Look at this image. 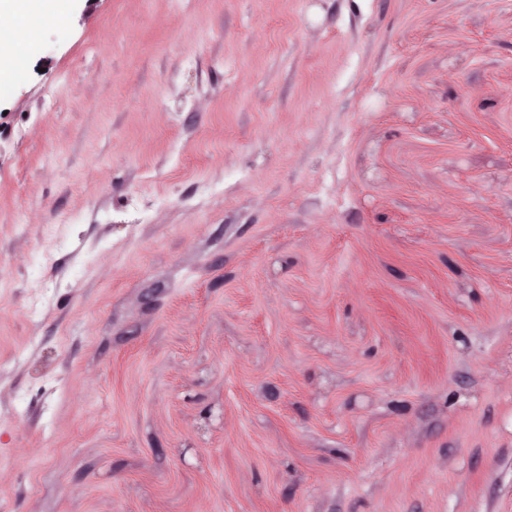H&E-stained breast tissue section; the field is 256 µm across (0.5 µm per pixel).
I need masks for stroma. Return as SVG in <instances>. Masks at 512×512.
Wrapping results in <instances>:
<instances>
[{"label": "stroma", "mask_w": 512, "mask_h": 512, "mask_svg": "<svg viewBox=\"0 0 512 512\" xmlns=\"http://www.w3.org/2000/svg\"><path fill=\"white\" fill-rule=\"evenodd\" d=\"M0 512H512V0H73L0 76Z\"/></svg>", "instance_id": "35a3bbf8"}]
</instances>
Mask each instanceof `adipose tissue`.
Segmentation results:
<instances>
[{
  "instance_id": "adipose-tissue-1",
  "label": "adipose tissue",
  "mask_w": 512,
  "mask_h": 512,
  "mask_svg": "<svg viewBox=\"0 0 512 512\" xmlns=\"http://www.w3.org/2000/svg\"><path fill=\"white\" fill-rule=\"evenodd\" d=\"M71 7V0H0V71L19 69L29 33L39 22L64 17Z\"/></svg>"
}]
</instances>
